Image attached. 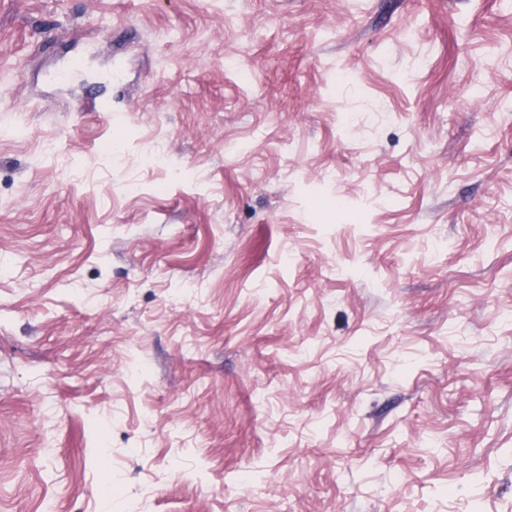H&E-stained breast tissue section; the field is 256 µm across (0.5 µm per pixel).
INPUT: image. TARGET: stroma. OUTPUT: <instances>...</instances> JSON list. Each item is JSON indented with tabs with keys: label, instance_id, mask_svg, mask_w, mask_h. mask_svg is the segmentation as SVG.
<instances>
[{
	"label": "stroma",
	"instance_id": "obj_1",
	"mask_svg": "<svg viewBox=\"0 0 512 512\" xmlns=\"http://www.w3.org/2000/svg\"><path fill=\"white\" fill-rule=\"evenodd\" d=\"M511 102L512 0H0V512H512Z\"/></svg>",
	"mask_w": 512,
	"mask_h": 512
}]
</instances>
